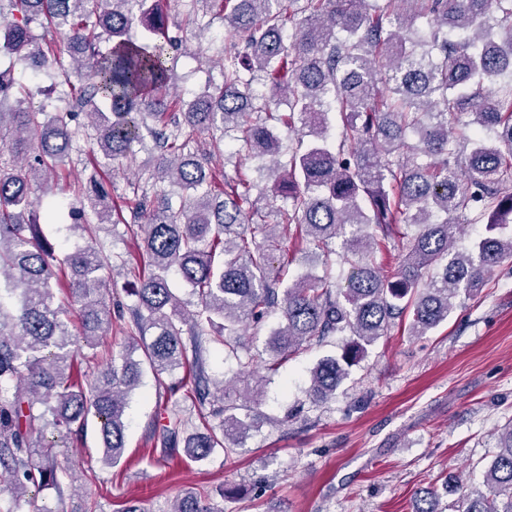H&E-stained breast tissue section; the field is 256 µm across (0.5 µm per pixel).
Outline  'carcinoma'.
<instances>
[{"label": "carcinoma", "mask_w": 512, "mask_h": 512, "mask_svg": "<svg viewBox=\"0 0 512 512\" xmlns=\"http://www.w3.org/2000/svg\"><path fill=\"white\" fill-rule=\"evenodd\" d=\"M189 24L198 4L172 0ZM224 25L246 48L224 49L223 82L187 100L171 93L174 63L186 52L168 34L162 0H6L21 18L3 33L0 51L35 69L60 66L54 41H34L31 24L67 30L70 77H85L77 94H64L60 111L25 105L29 93L0 71V131L21 162L0 168V512H25L46 489L62 493L74 470L47 439L52 428L84 438L98 424L101 462H124L128 400L144 367L158 377L177 372L171 390L204 402L215 388L213 427L180 422L186 458L206 462L232 453L249 424L241 405L205 371L210 344L235 360L240 376L275 371L312 341L351 336L341 357L313 369L309 396L333 397L366 347L412 312L409 330L424 335L448 319L463 295L512 260V0H221ZM139 24L138 41L128 31ZM109 43L101 49V42ZM288 112L281 113V101ZM94 118L89 153L136 160L134 145L156 154L154 177L186 193L175 208L134 195L129 212L144 234L147 269L129 272L124 292L134 298L129 345L91 380L77 360L79 346L96 349L112 330L109 288L92 245L59 259L41 234L51 213L31 197L33 183L54 177L79 130L75 109ZM341 127L327 142L329 115ZM471 116L461 124L458 117ZM300 120L297 145L278 165V123ZM210 146L197 147L205 132ZM39 141L35 154L21 145ZM269 160L270 186L251 196L241 175H224L216 189L210 171L220 160ZM85 195L98 223L112 222L107 187L91 180ZM279 223L266 224L261 206L277 199ZM487 234L456 248L467 224ZM298 243L328 255L324 275L302 274L283 286L274 267L291 232ZM404 240L398 266L377 253ZM349 264L346 286L328 283L333 265ZM192 288L194 309L172 288L171 274ZM62 287L77 306L72 332L56 301ZM279 315L265 353H251L241 324L259 326ZM498 452L483 486L470 489L462 512H512V424L497 438ZM169 512H215L188 492Z\"/></svg>", "instance_id": "cac0c4a2"}]
</instances>
